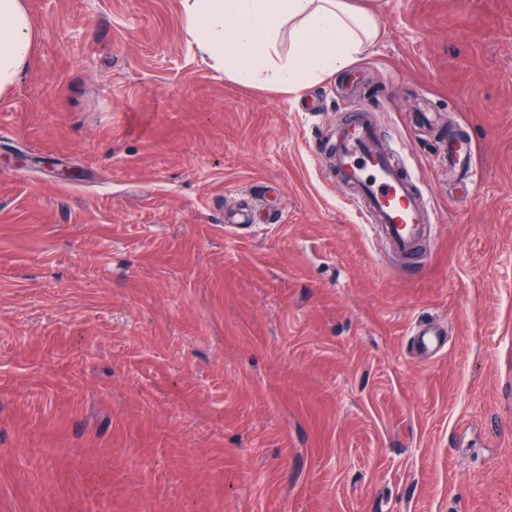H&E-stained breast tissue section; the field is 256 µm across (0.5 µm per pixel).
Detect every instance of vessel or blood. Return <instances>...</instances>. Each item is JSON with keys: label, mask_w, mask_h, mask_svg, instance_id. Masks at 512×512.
Listing matches in <instances>:
<instances>
[{"label": "vessel or blood", "mask_w": 512, "mask_h": 512, "mask_svg": "<svg viewBox=\"0 0 512 512\" xmlns=\"http://www.w3.org/2000/svg\"><path fill=\"white\" fill-rule=\"evenodd\" d=\"M335 137L332 169L337 180L351 188V202L370 231L394 256L412 262L436 217L408 166L398 162L395 142L381 140L371 113L363 110L340 126ZM445 154L449 169L473 178L470 143L449 134ZM416 334L425 352H438L446 344L444 331L435 324L421 325Z\"/></svg>", "instance_id": "obj_1"}]
</instances>
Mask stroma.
<instances>
[{"label": "stroma", "instance_id": "obj_1", "mask_svg": "<svg viewBox=\"0 0 512 512\" xmlns=\"http://www.w3.org/2000/svg\"><path fill=\"white\" fill-rule=\"evenodd\" d=\"M26 7L0 512H512V0H383L379 41L296 93L226 76L181 0ZM356 109L438 219L416 274L321 148ZM450 129L475 183L441 163ZM413 336H418L416 343L419 348L428 353L440 351L446 344L444 331L435 324L421 325Z\"/></svg>", "mask_w": 512, "mask_h": 512}]
</instances>
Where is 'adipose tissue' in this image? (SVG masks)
Wrapping results in <instances>:
<instances>
[{"label":"adipose tissue","instance_id":"adipose-tissue-1","mask_svg":"<svg viewBox=\"0 0 512 512\" xmlns=\"http://www.w3.org/2000/svg\"><path fill=\"white\" fill-rule=\"evenodd\" d=\"M198 50L238 82L294 92L336 74L381 36L379 0H182ZM37 29L25 0H0V95L26 68Z\"/></svg>","mask_w":512,"mask_h":512}]
</instances>
